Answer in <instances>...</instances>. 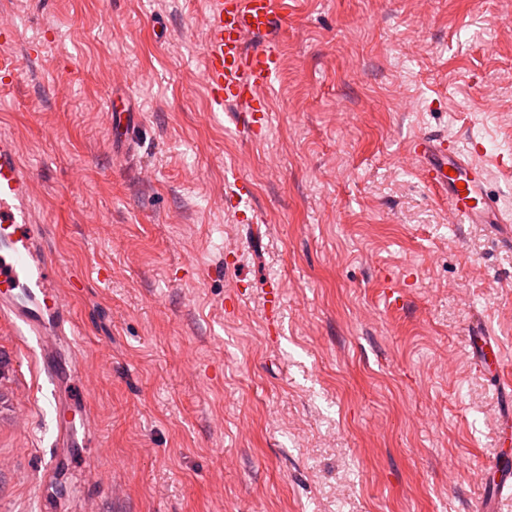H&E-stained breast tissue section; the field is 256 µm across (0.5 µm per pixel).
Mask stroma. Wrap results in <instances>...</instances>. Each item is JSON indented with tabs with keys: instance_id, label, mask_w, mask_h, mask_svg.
<instances>
[{
	"instance_id": "stroma-1",
	"label": "stroma",
	"mask_w": 512,
	"mask_h": 512,
	"mask_svg": "<svg viewBox=\"0 0 512 512\" xmlns=\"http://www.w3.org/2000/svg\"><path fill=\"white\" fill-rule=\"evenodd\" d=\"M280 12L272 122L252 141L210 109L206 0H0L19 30L0 131L33 176L77 329L69 383L95 422L43 487L52 386L35 338L0 318V512H473L487 494L512 403L469 339L497 338L512 379V246L449 223L407 149L428 130L482 142L512 206L496 165L512 155V0ZM115 96L139 115L124 145Z\"/></svg>"
}]
</instances>
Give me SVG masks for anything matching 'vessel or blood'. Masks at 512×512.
<instances>
[{
    "label": "vessel or blood",
    "instance_id": "1",
    "mask_svg": "<svg viewBox=\"0 0 512 512\" xmlns=\"http://www.w3.org/2000/svg\"><path fill=\"white\" fill-rule=\"evenodd\" d=\"M209 32L204 45V82L214 112L235 107L243 128L251 136L262 135L271 115L260 92L268 87L280 67L271 34L279 19L278 0H208ZM262 46L249 48L250 39ZM114 141L131 140L138 121L128 104L111 102ZM482 142L460 144L446 134L422 133L409 143V153L421 180L448 205L453 224H484L498 239H512V210L488 192L489 174L478 162ZM32 175L21 162L13 137L0 134V315L20 323L35 336L37 362L56 386L58 408L57 453L43 468L39 480L50 483L58 470L71 461L79 444V429L71 414L89 420L80 398L59 386V341L75 335L71 311L57 290L60 266L43 249L44 226L30 202ZM478 367L497 375L502 362L500 345L490 336L471 337Z\"/></svg>",
    "mask_w": 512,
    "mask_h": 512
}]
</instances>
